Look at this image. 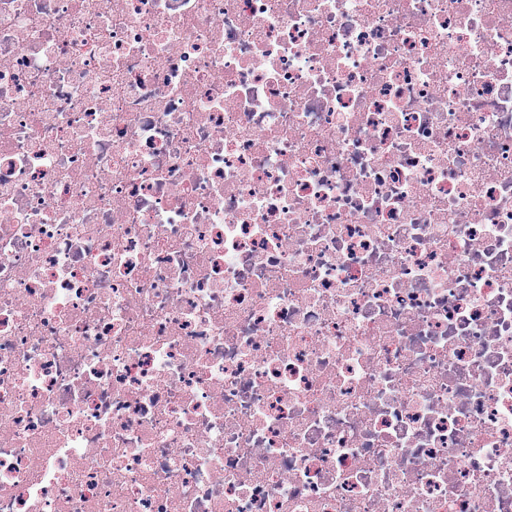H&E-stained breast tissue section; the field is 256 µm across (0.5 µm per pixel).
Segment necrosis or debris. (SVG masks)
Here are the masks:
<instances>
[{
  "instance_id": "obj_1",
  "label": "necrosis or debris",
  "mask_w": 512,
  "mask_h": 512,
  "mask_svg": "<svg viewBox=\"0 0 512 512\" xmlns=\"http://www.w3.org/2000/svg\"><path fill=\"white\" fill-rule=\"evenodd\" d=\"M0 512H512V0H0Z\"/></svg>"
}]
</instances>
